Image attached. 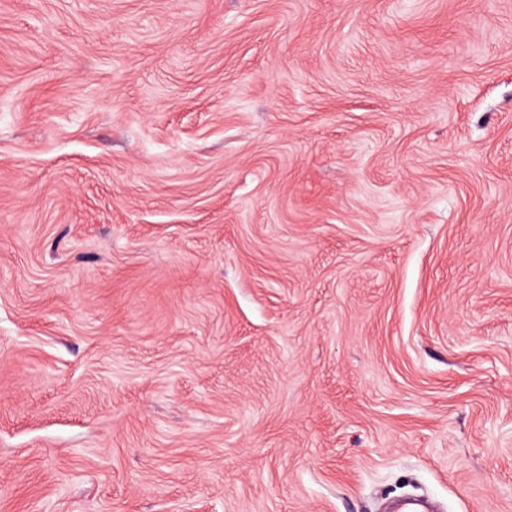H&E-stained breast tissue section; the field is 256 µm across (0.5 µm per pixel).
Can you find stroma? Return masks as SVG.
Here are the masks:
<instances>
[{"instance_id":"35a3bbf8","label":"stroma","mask_w":512,"mask_h":512,"mask_svg":"<svg viewBox=\"0 0 512 512\" xmlns=\"http://www.w3.org/2000/svg\"><path fill=\"white\" fill-rule=\"evenodd\" d=\"M512 512V0H0V512Z\"/></svg>"}]
</instances>
